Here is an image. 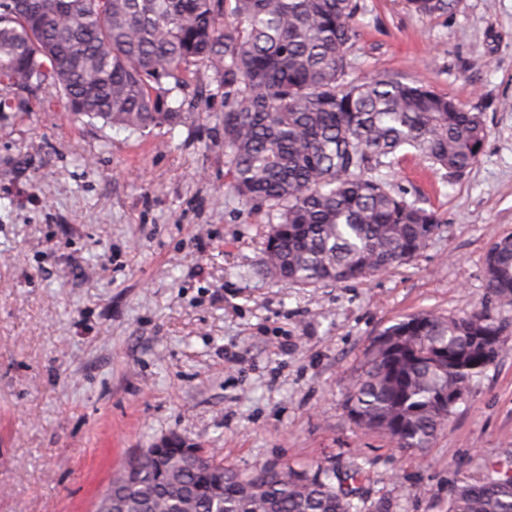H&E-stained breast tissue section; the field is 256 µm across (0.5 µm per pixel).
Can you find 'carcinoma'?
<instances>
[{
	"mask_svg": "<svg viewBox=\"0 0 512 512\" xmlns=\"http://www.w3.org/2000/svg\"><path fill=\"white\" fill-rule=\"evenodd\" d=\"M0 0V111L31 94H62L77 116L134 131L185 119L178 93L198 63L224 95V156L232 192L264 207V268L317 287L348 283L413 258L437 232V211L395 193L381 176L411 147L450 175L479 159L482 113L387 73L349 77L357 0ZM416 13L455 0H408ZM481 307L458 317L413 315L381 332L346 408L400 448H426L455 405L503 351L512 305V236L489 247ZM176 437L120 473L118 512H352L353 493L290 468L240 473L203 449L187 462ZM512 460L457 485L447 512H512Z\"/></svg>",
	"mask_w": 512,
	"mask_h": 512,
	"instance_id": "1",
	"label": "carcinoma"
}]
</instances>
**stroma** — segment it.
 <instances>
[{"label": "stroma", "instance_id": "obj_1", "mask_svg": "<svg viewBox=\"0 0 512 512\" xmlns=\"http://www.w3.org/2000/svg\"><path fill=\"white\" fill-rule=\"evenodd\" d=\"M354 78L388 73L483 115L458 176L411 148L394 192L440 213L409 261L313 288L266 276L265 211L228 188L224 98L190 66L176 127L75 119L62 95L0 112V512H95L140 449L177 435L225 468L358 469L361 512H445L462 480L512 455V306L502 354L430 447L349 416L372 340L408 316H460L512 234V0L448 13L358 0Z\"/></svg>", "mask_w": 512, "mask_h": 512}]
</instances>
